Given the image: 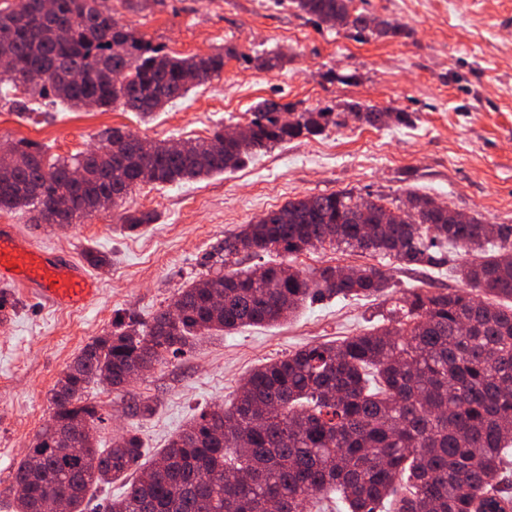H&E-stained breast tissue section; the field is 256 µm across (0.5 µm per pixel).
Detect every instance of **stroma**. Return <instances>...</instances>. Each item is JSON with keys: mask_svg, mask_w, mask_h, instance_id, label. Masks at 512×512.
<instances>
[{"mask_svg": "<svg viewBox=\"0 0 512 512\" xmlns=\"http://www.w3.org/2000/svg\"><path fill=\"white\" fill-rule=\"evenodd\" d=\"M112 17L176 56L231 48L220 77L191 89L149 117L124 111L71 112L49 100L18 116L0 94V147L20 140L44 145L49 158L97 146L106 131L131 130L150 140L209 137L247 125L255 106L272 99L291 111L331 113L321 136L300 137L258 152L238 169L178 185L136 188L124 209L158 219L125 233L121 210H101L61 229L33 221L27 210H0L35 245L83 257L92 247L107 266L93 269L94 302L63 310L8 288L12 310L0 317V512H12L11 474L50 414V396L80 349L112 326L121 309L150 318L202 272L203 258L224 236L267 211L305 195L349 191L392 207L417 193L487 224H512V0H354L357 9L401 28L398 37H354L275 6L273 0H109ZM278 53L283 67L256 69L251 57ZM406 112L410 125L369 126L352 105ZM459 253L430 269L352 251L317 248L291 258L310 270L325 265L379 268L388 296L410 288L462 285ZM387 296V297H388ZM385 299V298H384ZM383 298L317 302L272 326H246L203 338L184 355L144 375L126 398L97 385L88 396L107 416L101 447L127 429L146 455L201 409L227 405L255 367L314 342L338 341L369 329ZM133 399L153 402L147 418L128 415Z\"/></svg>", "mask_w": 512, "mask_h": 512, "instance_id": "35a3bbf8", "label": "stroma"}]
</instances>
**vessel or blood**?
<instances>
[{"label":"vessel or blood","instance_id":"vessel-or-blood-1","mask_svg":"<svg viewBox=\"0 0 512 512\" xmlns=\"http://www.w3.org/2000/svg\"><path fill=\"white\" fill-rule=\"evenodd\" d=\"M0 280L56 307L84 306L98 292L95 278L72 255L34 246L12 224H0Z\"/></svg>","mask_w":512,"mask_h":512}]
</instances>
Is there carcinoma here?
Returning <instances> with one entry per match:
<instances>
[{
	"mask_svg": "<svg viewBox=\"0 0 512 512\" xmlns=\"http://www.w3.org/2000/svg\"><path fill=\"white\" fill-rule=\"evenodd\" d=\"M108 0H0V56L25 106L49 97L78 110L116 104L144 117L183 98L194 84L224 72V52L178 57L117 25ZM352 0H289L298 12L332 28L376 36L401 29L351 8ZM65 69L84 75L66 84ZM361 122L407 124L406 112L353 107ZM329 112H290L260 102L249 136L217 130L164 141L114 128L97 149L46 161L35 143L19 141L0 157V210L28 209L43 224H77L146 183L179 184L241 167L258 151L321 135ZM81 167V185L68 172ZM414 193L388 207L348 191L306 195L224 237L206 270L148 319L125 311L86 344L50 396L51 415L12 474L13 512H46L64 501L84 512L88 493L122 479L123 493L104 512H322L336 495L345 512H512L505 472L512 463V225L490 226ZM123 229L156 221L153 211L121 216ZM325 243L438 268L448 247L465 287L405 291L383 323L338 342L306 345L254 368L230 406L201 410L166 448L143 463L134 431L98 448L105 421L86 397L96 382L122 394L135 379L192 347L211 331L278 324L301 306L376 296L389 279L375 267L305 272L281 262L238 270L240 254L298 255ZM491 249H486V246ZM233 266L235 270L224 271Z\"/></svg>",
	"mask_w": 512,
	"mask_h": 512,
	"instance_id": "obj_1",
	"label": "carcinoma"
}]
</instances>
